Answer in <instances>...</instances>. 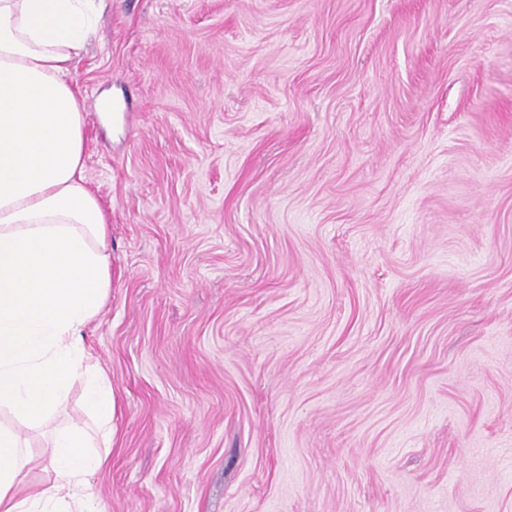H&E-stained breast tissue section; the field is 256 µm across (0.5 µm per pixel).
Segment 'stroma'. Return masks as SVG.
<instances>
[{
	"label": "stroma",
	"mask_w": 512,
	"mask_h": 512,
	"mask_svg": "<svg viewBox=\"0 0 512 512\" xmlns=\"http://www.w3.org/2000/svg\"><path fill=\"white\" fill-rule=\"evenodd\" d=\"M103 512H512V0H106Z\"/></svg>",
	"instance_id": "obj_1"
}]
</instances>
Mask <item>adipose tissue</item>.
I'll return each mask as SVG.
<instances>
[{
    "label": "adipose tissue",
    "mask_w": 512,
    "mask_h": 512,
    "mask_svg": "<svg viewBox=\"0 0 512 512\" xmlns=\"http://www.w3.org/2000/svg\"><path fill=\"white\" fill-rule=\"evenodd\" d=\"M94 0H0V412L42 426L81 387L93 421L41 455L0 422V512H101L90 477L112 386L83 330L112 286L110 219L85 175L87 101L69 80ZM35 469L50 472L31 486Z\"/></svg>",
    "instance_id": "1"
}]
</instances>
